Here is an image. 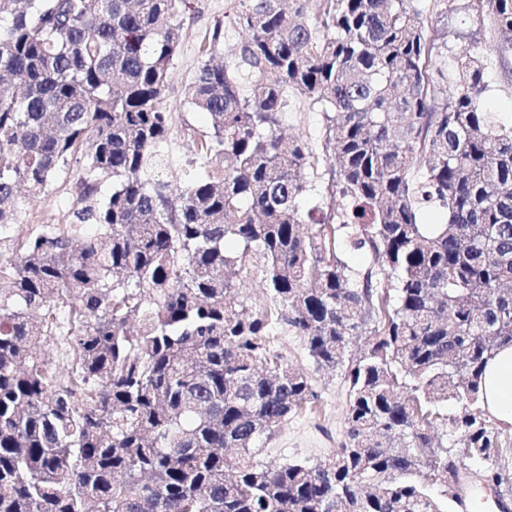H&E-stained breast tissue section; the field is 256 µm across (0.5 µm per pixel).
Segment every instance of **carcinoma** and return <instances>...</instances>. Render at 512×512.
<instances>
[{"label": "carcinoma", "mask_w": 512, "mask_h": 512, "mask_svg": "<svg viewBox=\"0 0 512 512\" xmlns=\"http://www.w3.org/2000/svg\"><path fill=\"white\" fill-rule=\"evenodd\" d=\"M231 2L246 38L215 61L219 22L200 48L205 169L173 189L160 98L191 0H0V234L81 163L77 223L0 252V512H447L462 461L511 493L476 407L512 345V124L483 99L488 55L430 33L418 0ZM465 9L512 53V0ZM290 91L323 118L315 229ZM240 271L269 295L250 314ZM279 328L348 384L322 464L255 458L318 399ZM50 342L64 373L34 351Z\"/></svg>", "instance_id": "carcinoma-1"}]
</instances>
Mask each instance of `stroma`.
Segmentation results:
<instances>
[{"mask_svg":"<svg viewBox=\"0 0 512 512\" xmlns=\"http://www.w3.org/2000/svg\"><path fill=\"white\" fill-rule=\"evenodd\" d=\"M193 13L184 25L182 42L173 61L168 85L162 96V106L173 116L170 137L164 154L178 158V165L162 169L161 175L170 183L182 178L180 163L192 150L200 133L209 129L204 114L189 109L187 96L199 65V47L213 25L222 20L229 0H192ZM429 27L467 33V45L487 53L491 66L488 71L486 98L504 122H512V54L499 56L497 33L471 23L463 11V0H420ZM283 130L306 138L314 153L322 151V114L300 96H291L282 124ZM78 169L69 165L66 174L57 178L51 190L35 200L26 216L9 231L14 252H21L24 243L36 233V220L51 224L74 222L78 207L76 187ZM271 347L282 353L294 365L303 368L318 394V410L312 414L291 417L276 434L262 444L257 458L261 461L305 460L312 464L327 461L342 438L348 386L341 373L317 370L300 337L285 330L270 338Z\"/></svg>","mask_w":512,"mask_h":512,"instance_id":"obj_1","label":"stroma"}]
</instances>
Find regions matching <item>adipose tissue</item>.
<instances>
[{
    "mask_svg": "<svg viewBox=\"0 0 512 512\" xmlns=\"http://www.w3.org/2000/svg\"><path fill=\"white\" fill-rule=\"evenodd\" d=\"M479 406L491 419L512 427V346L501 348L488 361Z\"/></svg>",
    "mask_w": 512,
    "mask_h": 512,
    "instance_id": "adipose-tissue-1",
    "label": "adipose tissue"
}]
</instances>
